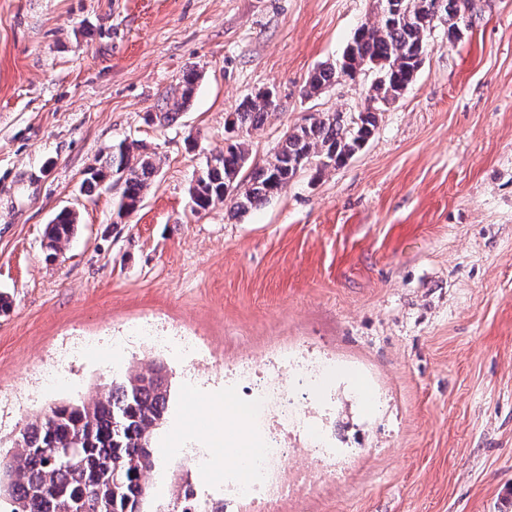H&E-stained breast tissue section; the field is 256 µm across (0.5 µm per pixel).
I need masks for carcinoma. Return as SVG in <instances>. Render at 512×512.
<instances>
[{
  "instance_id": "1",
  "label": "carcinoma",
  "mask_w": 512,
  "mask_h": 512,
  "mask_svg": "<svg viewBox=\"0 0 512 512\" xmlns=\"http://www.w3.org/2000/svg\"><path fill=\"white\" fill-rule=\"evenodd\" d=\"M395 13L364 28L351 39L352 63L364 62L376 73L368 89L367 104L358 112H316L304 122L285 129L278 145L266 158L250 162L249 137L274 115V101L261 91L244 98L225 120L224 153L205 179L189 188L192 211H206L229 202L242 215L279 195L298 172L312 166L319 174L328 163L339 167L370 140L378 113L400 98L415 80L427 55L431 32L422 29L419 14L435 6L448 40L456 30L459 0H394ZM341 78H355L336 64L316 68L305 85V96L323 92ZM196 73L185 75L180 99L165 98L149 120L170 122L188 106ZM160 166L155 151L139 141L121 140L112 145L106 161L84 179L90 189L108 177L124 178L114 213L136 210L153 184ZM76 214L57 212L47 225L52 253L70 242ZM168 384L161 370L128 373L113 379L104 393L90 403L64 402L50 407L36 422L24 426L9 460L0 458V494L11 497L13 512H58L55 495L83 500V512H141L145 478L154 466L152 438L168 409ZM84 449L83 460L70 469L51 463L53 448L72 445ZM120 484L109 490L111 475Z\"/></svg>"
}]
</instances>
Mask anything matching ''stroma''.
<instances>
[{
	"label": "stroma",
	"mask_w": 512,
	"mask_h": 512,
	"mask_svg": "<svg viewBox=\"0 0 512 512\" xmlns=\"http://www.w3.org/2000/svg\"><path fill=\"white\" fill-rule=\"evenodd\" d=\"M470 3L361 150L235 216L189 200L228 112L274 90L260 160L309 114L361 109L372 75L302 89L375 0H0V454L49 406L159 366L170 410L143 512L222 500L225 440L263 441L223 411L250 402L236 372L288 382L285 355L313 367L286 443L331 449L336 471L277 512H512V0ZM190 68L188 107L146 123ZM123 139L161 168L118 224L119 187L81 182ZM63 208L78 224L52 258Z\"/></svg>",
	"instance_id": "obj_1"
}]
</instances>
